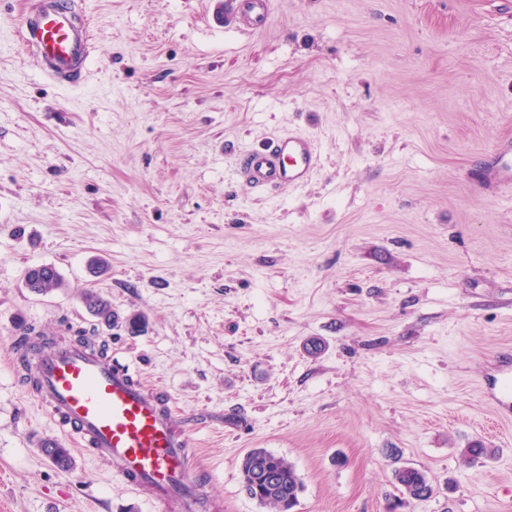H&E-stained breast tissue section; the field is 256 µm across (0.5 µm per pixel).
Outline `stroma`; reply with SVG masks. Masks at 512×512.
I'll list each match as a JSON object with an SVG mask.
<instances>
[{"mask_svg": "<svg viewBox=\"0 0 512 512\" xmlns=\"http://www.w3.org/2000/svg\"><path fill=\"white\" fill-rule=\"evenodd\" d=\"M24 2L0 0V512H153L61 437L20 325L137 365L224 512H275L242 489L254 448L295 466L293 512H387L406 464L434 494L399 512H512V418L482 393L512 351V189L477 175L512 140V0H272L249 33L231 0H85L77 86L29 58ZM288 131L306 183L233 180ZM39 264L60 288H25ZM474 441L495 456L466 465ZM83 302L86 308L101 322L111 326L115 321V315L112 313V304L102 298L94 291H88L83 295Z\"/></svg>", "mask_w": 512, "mask_h": 512, "instance_id": "obj_1", "label": "stroma"}]
</instances>
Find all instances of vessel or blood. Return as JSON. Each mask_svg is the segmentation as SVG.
Here are the masks:
<instances>
[{
  "label": "vessel or blood",
  "instance_id": "1",
  "mask_svg": "<svg viewBox=\"0 0 512 512\" xmlns=\"http://www.w3.org/2000/svg\"><path fill=\"white\" fill-rule=\"evenodd\" d=\"M235 13L238 20L262 27L270 0H235ZM18 37L57 82L81 80L90 44L73 0H36L22 15ZM317 162L312 140L289 132L247 150L236 174L256 189H285L307 181ZM482 180L512 185V144L502 145ZM10 353L28 361L30 376L40 383L36 396L60 432L77 438L160 512H222L223 502L205 491L208 472L192 448L190 426L175 425L165 395L144 385L133 364L77 342L42 349L21 333ZM483 393L499 415L512 416V358H499Z\"/></svg>",
  "mask_w": 512,
  "mask_h": 512
}]
</instances>
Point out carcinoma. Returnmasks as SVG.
I'll use <instances>...</instances> for the list:
<instances>
[{
	"instance_id": "cac0c4a2",
	"label": "carcinoma",
	"mask_w": 512,
	"mask_h": 512,
	"mask_svg": "<svg viewBox=\"0 0 512 512\" xmlns=\"http://www.w3.org/2000/svg\"><path fill=\"white\" fill-rule=\"evenodd\" d=\"M24 285L33 293L46 294L61 286V276L51 264L35 265L26 269ZM83 302L101 322L110 326L115 321L112 304L96 292H86ZM492 453V449L480 442L461 449V456L468 463L485 459ZM240 474L242 487L246 488L250 498L272 505L277 512H282L285 506L291 510L297 505L302 482L295 467L284 457L265 448H254L243 457ZM393 476L403 499L397 500L389 512H396V507L406 501H426L432 496V485L423 469L401 466L394 469Z\"/></svg>"
}]
</instances>
